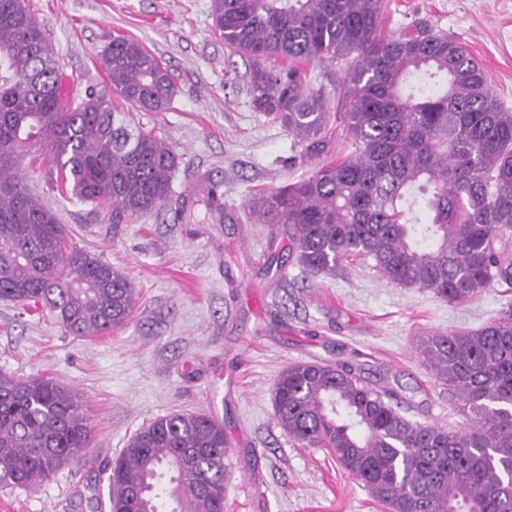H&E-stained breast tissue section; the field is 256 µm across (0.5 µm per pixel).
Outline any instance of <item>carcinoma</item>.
Segmentation results:
<instances>
[{
	"instance_id": "cac0c4a2",
	"label": "carcinoma",
	"mask_w": 512,
	"mask_h": 512,
	"mask_svg": "<svg viewBox=\"0 0 512 512\" xmlns=\"http://www.w3.org/2000/svg\"><path fill=\"white\" fill-rule=\"evenodd\" d=\"M215 31L253 63V104L280 121L304 158L322 154L331 115L306 66L347 62L351 99L334 117L346 157L253 198L252 224H282L299 265L336 274L371 259L392 283L450 304L512 284V111L458 38L417 26L380 36L384 0H211ZM112 86L141 112L175 96L169 68L137 39L98 53ZM40 163L63 194L97 201L112 223L158 210L181 217L180 157L88 91L63 96L45 29L26 0H0V300L41 305L69 334L121 329L139 297L123 269L70 242L32 193L23 167ZM420 353L466 417L449 430L413 422L350 363L300 362L278 375V425L325 448L387 512H512V320L434 334ZM79 396L48 378L0 370V488L33 489L85 458ZM224 423L175 412L139 428L108 474L109 512H224ZM169 477V484L161 481Z\"/></svg>"
}]
</instances>
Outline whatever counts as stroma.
Returning a JSON list of instances; mask_svg holds the SVG:
<instances>
[{
  "mask_svg": "<svg viewBox=\"0 0 512 512\" xmlns=\"http://www.w3.org/2000/svg\"><path fill=\"white\" fill-rule=\"evenodd\" d=\"M46 30L65 92L87 89L114 107L96 54L112 37L142 42L173 75L169 110L137 112L181 164L175 196L192 204L184 222L151 213L112 223L106 209L61 197L39 168L29 185L65 224L71 241L124 269L141 301L122 330L87 340L68 335L42 306L0 300V370L46 377L77 393L92 431L89 464H74L33 490H1L0 512H108L97 467L156 418L177 410L224 421L233 473L224 512H383L361 481L322 448H303L279 427L271 390L299 362L359 359L377 387L394 390L418 423L463 424L446 386L415 350L421 337L512 319V285L499 283L458 304L386 279L372 260L314 278L289 255L280 225L248 223L249 199L307 177L351 151L342 128L314 159L280 123L256 111L251 63L214 29L211 0H27ZM430 24L464 42L502 101L512 107V0H388L383 32ZM220 184L223 209L204 190ZM284 255L278 277L270 250Z\"/></svg>",
  "mask_w": 512,
  "mask_h": 512,
  "instance_id": "35a3bbf8",
  "label": "stroma"
}]
</instances>
